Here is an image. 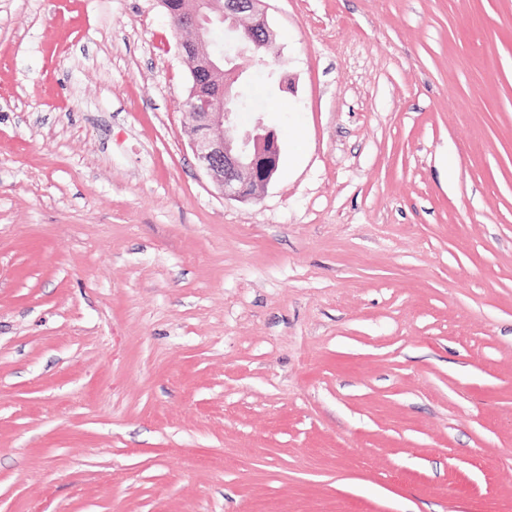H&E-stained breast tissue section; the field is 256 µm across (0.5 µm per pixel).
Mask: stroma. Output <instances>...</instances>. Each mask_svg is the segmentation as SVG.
Wrapping results in <instances>:
<instances>
[{
	"mask_svg": "<svg viewBox=\"0 0 512 512\" xmlns=\"http://www.w3.org/2000/svg\"><path fill=\"white\" fill-rule=\"evenodd\" d=\"M227 201L159 0H0V512H512V0H264Z\"/></svg>",
	"mask_w": 512,
	"mask_h": 512,
	"instance_id": "obj_1",
	"label": "stroma"
}]
</instances>
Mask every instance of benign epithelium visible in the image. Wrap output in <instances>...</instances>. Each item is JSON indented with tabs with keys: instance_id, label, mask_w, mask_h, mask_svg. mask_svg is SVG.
I'll list each match as a JSON object with an SVG mask.
<instances>
[{
	"instance_id": "1",
	"label": "benign epithelium",
	"mask_w": 512,
	"mask_h": 512,
	"mask_svg": "<svg viewBox=\"0 0 512 512\" xmlns=\"http://www.w3.org/2000/svg\"><path fill=\"white\" fill-rule=\"evenodd\" d=\"M262 0H180L167 12L176 13L179 28L197 33L193 41L178 42L180 54L188 62L190 74L213 82L208 95L190 96V137L194 155L207 176L226 200L245 202L257 196L277 173L281 148L274 129L258 120L249 130L237 123L242 70L237 60L251 56L258 65H267L265 52L275 41ZM235 33L234 48L226 52L211 41L215 26Z\"/></svg>"
}]
</instances>
